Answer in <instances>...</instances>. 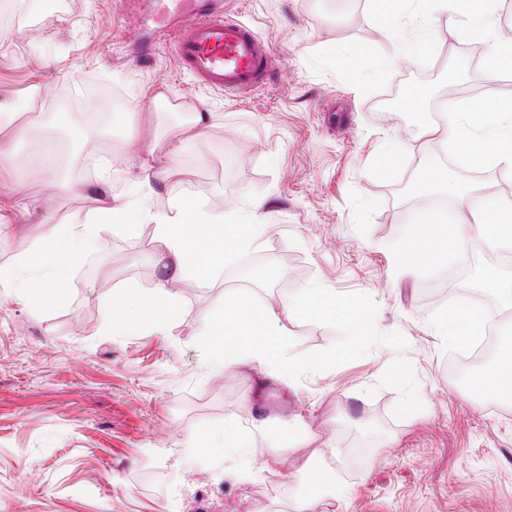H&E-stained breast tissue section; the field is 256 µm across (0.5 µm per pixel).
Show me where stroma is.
Segmentation results:
<instances>
[{
  "mask_svg": "<svg viewBox=\"0 0 512 512\" xmlns=\"http://www.w3.org/2000/svg\"><path fill=\"white\" fill-rule=\"evenodd\" d=\"M26 0L0 23V96L20 105L15 163L0 166L8 204L0 212V269L35 250L43 234L24 211L17 170L45 137L59 144L61 172L43 188L44 210L67 224L104 202L78 196L87 165L112 164V196L131 213H167L185 198L248 215L265 201L268 235L241 250L224 239V262L178 289L164 333L116 334L105 312L114 297L164 276V241L154 225L117 226L93 269L71 266L61 299H18L0 288V512H302L293 465L312 459L334 472L339 497L314 512H512V408L490 406L457 386L448 364L461 350L440 335L446 314L425 296L427 275L448 264V230L472 223L477 200L498 202L499 223L474 237L467 285L485 291L512 278L486 237H512V180L485 162L486 142L449 149L403 132L439 102L479 101L487 73L474 55L512 67L501 31L452 35L437 16L404 15L400 0H224L273 49L266 82L246 96L194 84L170 45L134 60L140 0H66L47 13ZM401 15L423 39L403 64L389 20ZM119 88L125 111L88 119L94 105L62 108L60 93L87 81ZM212 113L184 150L188 174L174 186L140 179L141 157L124 156L125 136L167 142L188 110ZM442 171L466 203L437 219L424 264L398 256L418 222L406 192L424 170ZM246 287L255 308L280 313L304 365L294 389L260 387L247 372L207 363L208 326L227 334L247 319L224 294ZM342 298L339 306L329 296ZM372 334L351 347L360 325ZM263 418L252 429V418ZM251 429L252 444L282 440L277 463L247 483L227 479L247 449L226 435Z\"/></svg>",
  "mask_w": 512,
  "mask_h": 512,
  "instance_id": "35a3bbf8",
  "label": "stroma"
}]
</instances>
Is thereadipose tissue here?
<instances>
[{
  "label": "adipose tissue",
  "mask_w": 512,
  "mask_h": 512,
  "mask_svg": "<svg viewBox=\"0 0 512 512\" xmlns=\"http://www.w3.org/2000/svg\"><path fill=\"white\" fill-rule=\"evenodd\" d=\"M482 112V107L463 103L457 112L450 114L444 127L433 128L432 133L443 143L476 133L493 141L512 138L511 120L489 127L480 120ZM207 127L206 115L193 113L172 137L167 158L157 159L155 164L144 167L145 183L158 182L166 186L178 183L183 169L173 158L185 146L184 135L202 136ZM17 188L29 213L43 225L44 235L36 253L19 256L14 272L0 276V286L15 287L18 273L23 272L40 297L48 301L58 295L59 287L71 264L78 260L84 242L93 236L103 237L111 231L113 224L128 222L129 217L120 207L109 206L112 182L106 177L81 185V192L96 194L106 199L107 204L77 224L54 223L43 209L40 192L33 190L25 176H18ZM147 220L155 224L158 235L168 247L170 257L164 265L165 278L153 287L130 290L127 300L135 306L136 312L131 316L123 313L113 316L112 330L116 333H155L165 328L167 320L175 316L178 308V296L170 289V282L185 279L192 272L197 257L219 258L224 228L231 224L233 215L228 212L218 218L199 205L188 204L167 214L148 215ZM274 319L271 312L256 311L243 338L223 341L219 335L224 329V320L216 318L211 328L214 338L208 345V358L213 368L219 371L247 370L259 379L292 385L300 364L291 352L287 328L274 327Z\"/></svg>",
  "instance_id": "1"
}]
</instances>
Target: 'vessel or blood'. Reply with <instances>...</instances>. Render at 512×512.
<instances>
[{
	"instance_id": "b4317fda",
	"label": "vessel or blood",
	"mask_w": 512,
	"mask_h": 512,
	"mask_svg": "<svg viewBox=\"0 0 512 512\" xmlns=\"http://www.w3.org/2000/svg\"><path fill=\"white\" fill-rule=\"evenodd\" d=\"M172 41L180 67L199 86L246 94L264 84L273 49L221 0H170L146 38L148 47Z\"/></svg>"
}]
</instances>
